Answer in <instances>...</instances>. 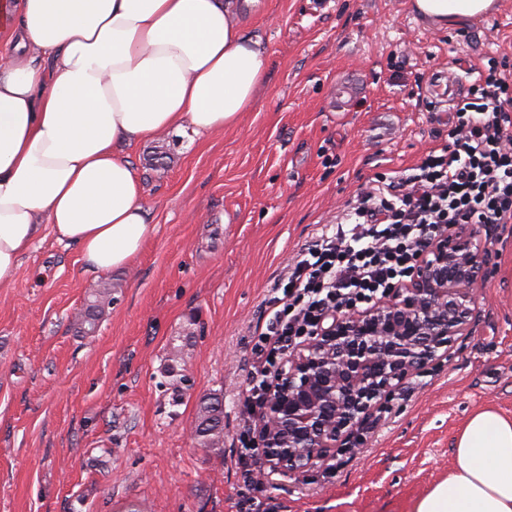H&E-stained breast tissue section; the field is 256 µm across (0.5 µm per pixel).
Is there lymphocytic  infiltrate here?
Returning <instances> with one entry per match:
<instances>
[{"mask_svg": "<svg viewBox=\"0 0 512 512\" xmlns=\"http://www.w3.org/2000/svg\"><path fill=\"white\" fill-rule=\"evenodd\" d=\"M511 120L512 81L489 65L476 96L454 104L445 144L414 172L361 193L346 223L299 253L252 338L246 414L262 407L279 356L328 312L373 306L411 278L437 225L512 222Z\"/></svg>", "mask_w": 512, "mask_h": 512, "instance_id": "obj_1", "label": "lymphocytic infiltrate"}]
</instances>
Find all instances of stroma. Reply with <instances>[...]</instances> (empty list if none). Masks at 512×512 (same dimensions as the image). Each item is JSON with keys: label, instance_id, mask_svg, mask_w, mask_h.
Here are the masks:
<instances>
[{"label": "stroma", "instance_id": "obj_1", "mask_svg": "<svg viewBox=\"0 0 512 512\" xmlns=\"http://www.w3.org/2000/svg\"><path fill=\"white\" fill-rule=\"evenodd\" d=\"M410 5L258 0L242 25L267 76L250 110L221 133L131 149L154 226L143 252L94 273L49 235L22 257L0 288V512H414L476 410L512 416V223L481 225L489 262L470 325L382 402L361 455L261 482L238 464L252 334L288 264L371 178L444 142L438 73L463 96L489 59L512 73V0L445 29ZM106 283L112 303L82 335L85 300ZM183 336L177 388L166 357ZM211 393L224 400L219 453L194 438Z\"/></svg>", "mask_w": 512, "mask_h": 512}]
</instances>
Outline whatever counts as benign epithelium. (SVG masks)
<instances>
[{"label": "benign epithelium", "mask_w": 512, "mask_h": 512, "mask_svg": "<svg viewBox=\"0 0 512 512\" xmlns=\"http://www.w3.org/2000/svg\"><path fill=\"white\" fill-rule=\"evenodd\" d=\"M486 268L473 225L456 224L433 235L411 279L376 305L329 313L281 366L256 419L260 476L329 465L381 400L448 355Z\"/></svg>", "instance_id": "benign-epithelium-1"}]
</instances>
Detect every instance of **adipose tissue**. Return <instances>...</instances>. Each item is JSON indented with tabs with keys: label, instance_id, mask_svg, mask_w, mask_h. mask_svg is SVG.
<instances>
[{
	"label": "adipose tissue",
	"instance_id": "adipose-tissue-1",
	"mask_svg": "<svg viewBox=\"0 0 512 512\" xmlns=\"http://www.w3.org/2000/svg\"><path fill=\"white\" fill-rule=\"evenodd\" d=\"M495 0H413L444 25ZM0 52V288L44 230L87 270L130 265L153 229L127 147L235 126L267 71L240 0H15ZM53 56L52 70L36 62ZM415 512H512V417L476 411Z\"/></svg>",
	"mask_w": 512,
	"mask_h": 512
}]
</instances>
